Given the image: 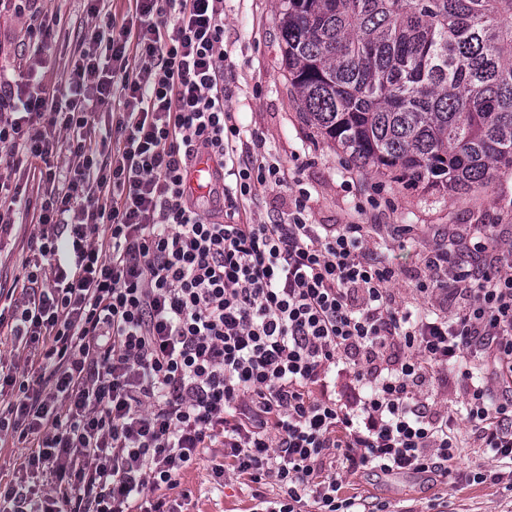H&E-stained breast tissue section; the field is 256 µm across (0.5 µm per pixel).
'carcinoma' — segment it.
Here are the masks:
<instances>
[{
	"label": "carcinoma",
	"mask_w": 512,
	"mask_h": 512,
	"mask_svg": "<svg viewBox=\"0 0 512 512\" xmlns=\"http://www.w3.org/2000/svg\"><path fill=\"white\" fill-rule=\"evenodd\" d=\"M303 117L360 172L443 195L512 170V0H280Z\"/></svg>",
	"instance_id": "carcinoma-1"
}]
</instances>
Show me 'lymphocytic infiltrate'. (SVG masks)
Returning <instances> with one entry per match:
<instances>
[{"label":"lymphocytic infiltrate","instance_id":"1","mask_svg":"<svg viewBox=\"0 0 512 512\" xmlns=\"http://www.w3.org/2000/svg\"><path fill=\"white\" fill-rule=\"evenodd\" d=\"M135 20L95 26L55 94L41 88L55 17L20 0L40 39L25 87L0 77V148L48 160L68 132L75 161L45 169L62 189L39 212L31 297L5 312L35 358L39 389L0 371V433L17 435L28 470L49 469L54 493L20 483L0 512H177L165 490L205 449L257 484L253 512H358L339 494L347 472H444L462 441L421 392L434 367L492 359L490 397L464 372L474 442L512 459V250L488 233L469 241L472 268L428 253L419 300L457 302L454 317L396 307L400 271L364 246L365 224L328 229L299 194L286 219L251 207L282 187L279 160L224 108V0H135ZM142 65L131 68L130 56ZM115 103L116 125L96 126ZM213 154L221 192L191 198L192 159ZM104 229L100 241L92 231ZM342 377L355 389L343 398ZM274 478L271 496L260 484Z\"/></svg>","mask_w":512,"mask_h":512}]
</instances>
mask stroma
I'll use <instances>...</instances> for the list:
<instances>
[{
    "label": "stroma",
    "mask_w": 512,
    "mask_h": 512,
    "mask_svg": "<svg viewBox=\"0 0 512 512\" xmlns=\"http://www.w3.org/2000/svg\"><path fill=\"white\" fill-rule=\"evenodd\" d=\"M44 9L59 16L55 38L43 70V85L53 90L69 72L93 23L87 0H45ZM279 0H226L224 4V75L230 91L224 107L237 113L247 129L262 139L266 152L284 170V184L260 195L253 217L270 222L286 217L299 190H306L313 223L335 227L366 224V246L392 257L401 275L394 290L396 305L417 309L414 277L430 251L464 241L484 224L502 229L500 244L512 246V171L502 170L491 187L474 196L448 197L423 189L392 190L386 178L350 166L340 149L308 126L288 82L279 45ZM30 33L25 18L0 13V72L17 77L29 55ZM37 160L17 169L0 170V203L14 199L37 210L55 191L34 178ZM36 222L24 220L0 233V298L20 300L26 268L38 257L31 240ZM451 363L434 368L422 397L437 409L456 410L464 401L461 373ZM220 448L207 449L180 485L170 490L183 512H251L254 486L233 471L223 484L211 476ZM495 470L502 481L476 483L467 478L476 469ZM512 461L489 448L460 449L449 473L384 475L361 470L341 477L342 497L355 498L364 512H512Z\"/></svg>",
    "instance_id": "obj_1"
}]
</instances>
